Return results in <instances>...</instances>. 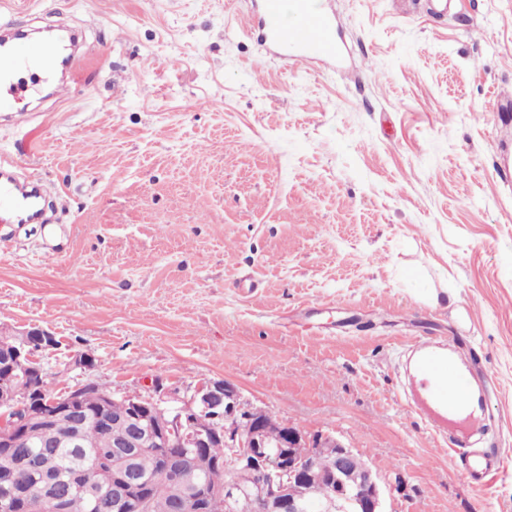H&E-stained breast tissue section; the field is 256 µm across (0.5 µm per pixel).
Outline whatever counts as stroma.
I'll return each instance as SVG.
<instances>
[{"instance_id":"stroma-1","label":"stroma","mask_w":512,"mask_h":512,"mask_svg":"<svg viewBox=\"0 0 512 512\" xmlns=\"http://www.w3.org/2000/svg\"><path fill=\"white\" fill-rule=\"evenodd\" d=\"M256 0H5L0 31L84 32L80 82L0 119L46 193L0 223V332L52 331L56 389L226 380L335 434L388 512H512V0H327L343 73L244 33ZM445 342L483 391L458 430L485 486L408 406L398 356ZM500 470V461L494 456H471L467 459L463 475L472 483L483 486Z\"/></svg>"}]
</instances>
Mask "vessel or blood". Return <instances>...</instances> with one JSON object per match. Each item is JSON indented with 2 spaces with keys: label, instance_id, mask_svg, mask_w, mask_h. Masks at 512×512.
Listing matches in <instances>:
<instances>
[{
  "label": "vessel or blood",
  "instance_id": "b4317fda",
  "mask_svg": "<svg viewBox=\"0 0 512 512\" xmlns=\"http://www.w3.org/2000/svg\"><path fill=\"white\" fill-rule=\"evenodd\" d=\"M247 25L258 28L263 40L288 58L319 59L335 65L345 59V50L336 38L334 16L318 9L314 0H261ZM55 60L56 47L51 43H35L22 35L0 42V112L13 111L16 102L31 92V85L21 81V73L51 71ZM16 166V160L0 155V222L39 223L41 196L31 182L15 175ZM410 349L411 406L436 435L446 436L449 424L471 419L470 388L449 361L446 346L417 340ZM499 470L496 456L476 455L467 459L463 474L482 486Z\"/></svg>",
  "mask_w": 512,
  "mask_h": 512
}]
</instances>
